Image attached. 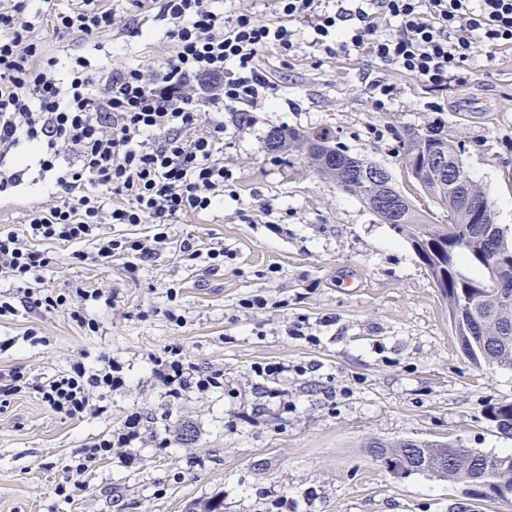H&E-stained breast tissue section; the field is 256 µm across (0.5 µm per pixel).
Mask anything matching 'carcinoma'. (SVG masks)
<instances>
[{"label":"carcinoma","mask_w":512,"mask_h":512,"mask_svg":"<svg viewBox=\"0 0 512 512\" xmlns=\"http://www.w3.org/2000/svg\"><path fill=\"white\" fill-rule=\"evenodd\" d=\"M278 138L283 141L279 150L300 148L303 139L309 135L296 129L277 128L269 131L266 140ZM324 150L310 154L316 172L332 181L345 183L343 192L368 203L370 187L361 178L360 166L366 159L348 154L337 146L333 138L323 134ZM422 145L428 152H445L458 161L455 184L449 193L452 197L463 194L471 185L463 160V152L456 149L448 139L439 133H423ZM444 223L434 222L429 209L407 210L409 227L407 238L419 240L415 227L426 226L430 237L439 245L448 248V259L442 261L432 247L417 252L430 276L441 289L448 303V315L454 322L458 342L469 339L464 351L475 362H483L491 355L490 366L512 367V297L507 301L498 299L497 280L506 277L512 280V242L507 241L503 232L490 218L485 224L470 223L471 212L463 208L443 209ZM465 257L473 265L484 270L497 267L494 274L473 278L458 265V258ZM488 416L501 433L512 436V403L501 402L492 405ZM373 459L391 473L407 471V475L427 474L425 463L434 456L446 455L452 460L448 472L439 480L476 487L484 491L485 497L495 498L496 491L490 488L499 474L512 476V451L484 453L475 448H464L455 441H428L410 439H381L368 443Z\"/></svg>","instance_id":"cac0c4a2"}]
</instances>
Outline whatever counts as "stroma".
Returning <instances> with one entry per match:
<instances>
[{"label": "stroma", "instance_id": "1", "mask_svg": "<svg viewBox=\"0 0 512 512\" xmlns=\"http://www.w3.org/2000/svg\"><path fill=\"white\" fill-rule=\"evenodd\" d=\"M108 5L137 16L138 28L81 41L46 18L35 30L46 55L63 69L77 55L115 68H149L167 55V21L131 0ZM311 38L302 33L293 53L260 55L270 104L204 117L224 125V201L177 218L151 260L103 266L88 258L94 241L37 242L52 259L44 288L103 297L69 309L20 305L0 318V374L22 386L0 399V512H191L215 497L224 512H512L502 501L470 503L459 485L394 476L370 457L374 438L511 449L487 413L512 401V369L476 365L463 352L406 237L299 152L264 147L275 127L326 132L402 184L399 133L436 128L462 147L496 224L512 237V51L477 74L464 64L442 93L360 51H310ZM378 79L397 89L385 112L368 90ZM49 190L29 170L0 199V226L23 232L29 206ZM188 239L223 246V265L183 260L177 247ZM75 310L97 331L79 326ZM171 349L194 372L223 374V387L169 396L156 362ZM108 358L125 384L104 393L102 412L71 418L35 391L75 364L91 370ZM273 363L286 367L278 379L257 376ZM134 413L138 439L76 474L85 449Z\"/></svg>", "mask_w": 512, "mask_h": 512}]
</instances>
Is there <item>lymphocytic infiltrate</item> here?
Segmentation results:
<instances>
[{"instance_id": "lymphocytic-infiltrate-1", "label": "lymphocytic infiltrate", "mask_w": 512, "mask_h": 512, "mask_svg": "<svg viewBox=\"0 0 512 512\" xmlns=\"http://www.w3.org/2000/svg\"><path fill=\"white\" fill-rule=\"evenodd\" d=\"M31 2L0 0V194L34 165L49 176L52 191L28 208V238L0 230V275L32 307L67 302L62 294L31 291L51 263L33 240L78 244L96 238L103 224H149L153 233L142 239L97 238L91 255L103 264L116 256L142 260L168 243L176 218L223 201L224 126L199 132L200 108L266 103L269 84L258 55L271 47L295 51L299 27L311 29L316 50L366 51L439 92L458 81L462 64L512 48V0H375L373 13L362 0L351 9L329 8L327 0H274L283 18L278 25L251 11L224 17L207 0H154L169 24L171 48L154 73L121 67L100 75L78 58L62 76L33 36ZM52 19L55 32L85 39L118 22L101 0H81ZM388 19L397 21L396 34L383 32ZM121 384L107 362L91 372L75 366L36 391L54 411L73 417L99 412L91 389Z\"/></svg>"}]
</instances>
